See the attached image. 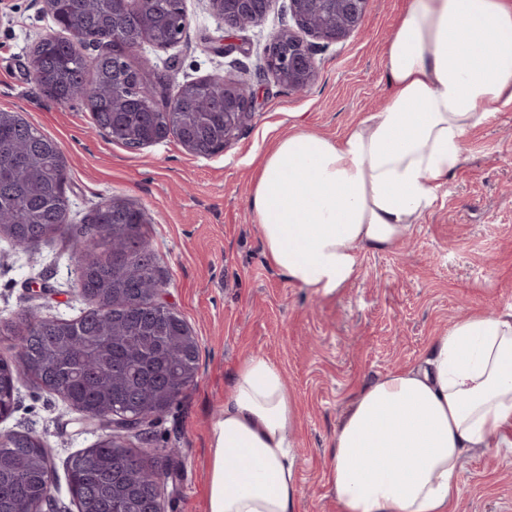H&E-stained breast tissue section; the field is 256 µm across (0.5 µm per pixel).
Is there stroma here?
I'll list each match as a JSON object with an SVG mask.
<instances>
[{
    "label": "stroma",
    "mask_w": 512,
    "mask_h": 512,
    "mask_svg": "<svg viewBox=\"0 0 512 512\" xmlns=\"http://www.w3.org/2000/svg\"><path fill=\"white\" fill-rule=\"evenodd\" d=\"M406 2L371 0L360 30L339 43L316 44L317 76L300 94L258 69L270 35L292 22L289 0H273L261 24L238 32L240 49L227 56L213 50L218 21L206 0H184L183 40L144 46L134 64L174 67L172 95L186 81L229 71L256 101L232 143L201 157L172 136L127 149L99 131L85 100H48L29 74V50L58 27L43 0H0V110L20 113L59 142L70 223L112 197L148 215L143 231L166 281L161 300L198 339L194 385L140 443L171 458L164 512H202L208 433L245 357L275 363L296 403L299 512H337L327 473L334 430L355 394L376 374L422 359L454 321L512 311V109L467 134L462 163L410 238L385 251L358 248L359 273L343 288L324 294L295 287L263 250L249 197L265 150L295 126L340 137L385 106L383 51ZM90 249L55 237L18 250L0 239V321L25 311L80 316L89 303L74 284L76 261ZM0 428L41 435L56 512H78L66 462L96 442L97 432L83 429L58 396L25 380ZM505 437V447L463 457L461 493L450 512H512V431Z\"/></svg>",
    "instance_id": "obj_1"
}]
</instances>
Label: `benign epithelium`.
I'll return each instance as SVG.
<instances>
[{
    "label": "benign epithelium",
    "instance_id": "benign-epithelium-1",
    "mask_svg": "<svg viewBox=\"0 0 512 512\" xmlns=\"http://www.w3.org/2000/svg\"><path fill=\"white\" fill-rule=\"evenodd\" d=\"M142 24L152 23L153 0H125ZM212 14L224 24V30L241 31L258 25L266 16L272 0H207ZM370 0H289L295 26H285L273 33L262 57L263 71L297 92L308 90L317 76V66L308 38L336 43L359 30L368 12ZM221 85L224 103V144L235 138L252 117L253 96L246 93L239 80L227 74H211L184 83L173 97H164L165 109L177 112L186 100H196ZM79 421L103 435L119 440L137 427V417L120 411H106L97 417L78 415Z\"/></svg>",
    "mask_w": 512,
    "mask_h": 512
}]
</instances>
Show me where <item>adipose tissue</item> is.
Instances as JSON below:
<instances>
[{"label":"adipose tissue","mask_w":512,"mask_h":512,"mask_svg":"<svg viewBox=\"0 0 512 512\" xmlns=\"http://www.w3.org/2000/svg\"><path fill=\"white\" fill-rule=\"evenodd\" d=\"M383 65V110L337 139L295 129L262 159L250 204L266 255L298 287L334 292L358 273L356 246L408 238L465 134L512 107V0H409ZM296 416L281 370L245 358L211 427L206 512H296ZM507 427L512 312L485 311L354 397L328 470L339 512H448L462 458Z\"/></svg>","instance_id":"adipose-tissue-1"}]
</instances>
